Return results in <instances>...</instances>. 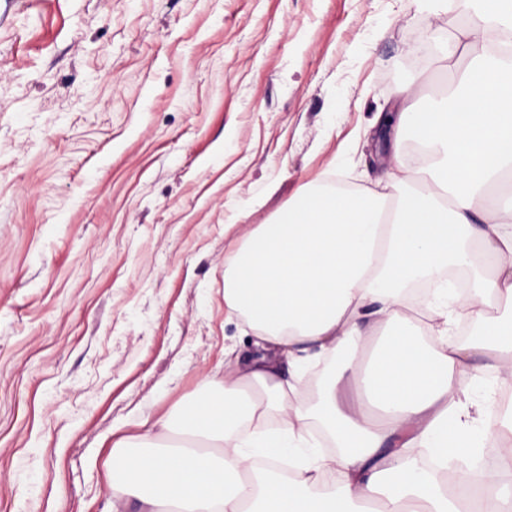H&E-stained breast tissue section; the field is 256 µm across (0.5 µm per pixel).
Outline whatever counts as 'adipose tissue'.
Here are the masks:
<instances>
[{"instance_id":"ef3b65f1","label":"adipose tissue","mask_w":512,"mask_h":512,"mask_svg":"<svg viewBox=\"0 0 512 512\" xmlns=\"http://www.w3.org/2000/svg\"><path fill=\"white\" fill-rule=\"evenodd\" d=\"M467 29L480 54L460 87L400 116L430 158L394 176V195L322 181L224 263V300L257 331L247 362L228 361L224 399L202 395L165 437L121 438L105 461L107 512H468L491 481L485 449L512 463V423L482 424L488 378L512 382V11L480 0ZM462 269L455 292L416 286ZM417 319L433 349L401 325ZM478 325L458 340V322ZM339 360L316 401L311 363ZM465 461L457 497L448 462Z\"/></svg>"}]
</instances>
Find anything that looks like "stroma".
I'll use <instances>...</instances> for the list:
<instances>
[{"mask_svg":"<svg viewBox=\"0 0 512 512\" xmlns=\"http://www.w3.org/2000/svg\"><path fill=\"white\" fill-rule=\"evenodd\" d=\"M478 0H0V512H104L132 419L253 337L224 260L306 185L389 193L385 115ZM452 49L444 58V49Z\"/></svg>","mask_w":512,"mask_h":512,"instance_id":"stroma-1","label":"stroma"}]
</instances>
